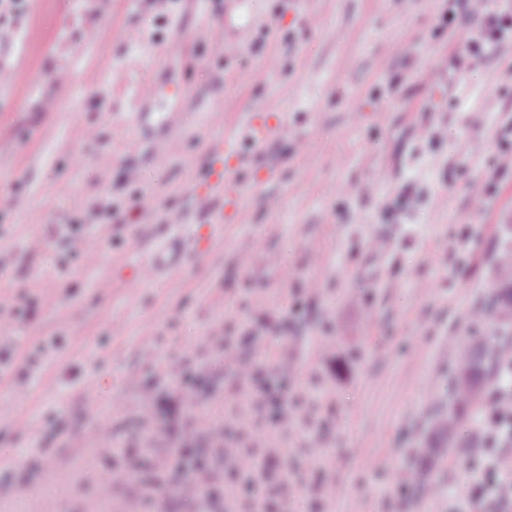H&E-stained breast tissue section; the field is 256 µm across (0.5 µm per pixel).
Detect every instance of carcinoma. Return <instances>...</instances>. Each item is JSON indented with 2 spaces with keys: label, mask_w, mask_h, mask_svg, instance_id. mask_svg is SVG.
Masks as SVG:
<instances>
[{
  "label": "carcinoma",
  "mask_w": 512,
  "mask_h": 512,
  "mask_svg": "<svg viewBox=\"0 0 512 512\" xmlns=\"http://www.w3.org/2000/svg\"><path fill=\"white\" fill-rule=\"evenodd\" d=\"M494 303L503 312L512 311V274L504 273L494 292ZM496 342L491 338L476 341L465 362L460 367L452 390L453 406L437 430L438 442L445 447L454 444L462 415L474 410L480 393L495 363Z\"/></svg>",
  "instance_id": "obj_1"
}]
</instances>
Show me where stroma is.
<instances>
[{"instance_id": "1", "label": "stroma", "mask_w": 512, "mask_h": 512, "mask_svg": "<svg viewBox=\"0 0 512 512\" xmlns=\"http://www.w3.org/2000/svg\"><path fill=\"white\" fill-rule=\"evenodd\" d=\"M449 6L30 0L0 41V512H185L198 477L161 468L174 448L209 450L206 512L285 482L287 512L468 495L472 419L454 448L434 428L474 338L512 339L491 304L512 249V42L454 70L477 20L443 25ZM228 130L240 210L219 222L220 199L199 210L191 187ZM201 224L210 257L139 279ZM240 426L267 469L219 454Z\"/></svg>"}]
</instances>
